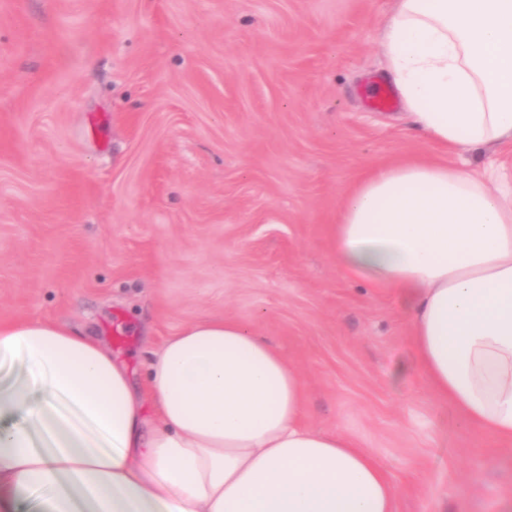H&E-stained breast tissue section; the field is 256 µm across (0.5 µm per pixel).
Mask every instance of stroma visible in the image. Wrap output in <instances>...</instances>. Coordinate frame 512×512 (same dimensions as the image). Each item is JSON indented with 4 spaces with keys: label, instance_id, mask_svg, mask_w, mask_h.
Returning a JSON list of instances; mask_svg holds the SVG:
<instances>
[{
    "label": "stroma",
    "instance_id": "35a3bbf8",
    "mask_svg": "<svg viewBox=\"0 0 512 512\" xmlns=\"http://www.w3.org/2000/svg\"><path fill=\"white\" fill-rule=\"evenodd\" d=\"M393 0H0V321L146 351L216 316L268 336L407 493L398 512H512V448L412 367L393 296L343 280L360 174L435 150L366 104ZM103 118L92 128V118Z\"/></svg>",
    "mask_w": 512,
    "mask_h": 512
}]
</instances>
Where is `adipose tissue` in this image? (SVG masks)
<instances>
[{
  "label": "adipose tissue",
  "instance_id": "1",
  "mask_svg": "<svg viewBox=\"0 0 512 512\" xmlns=\"http://www.w3.org/2000/svg\"><path fill=\"white\" fill-rule=\"evenodd\" d=\"M386 80L444 151L512 146V0H395ZM343 279L392 295L413 364L461 424L512 444V174L426 158L366 171L333 226ZM0 512L50 488L49 512H397L403 493L356 438L303 421L304 374L235 320L187 324L142 387L96 338L0 323Z\"/></svg>",
  "mask_w": 512,
  "mask_h": 512
}]
</instances>
